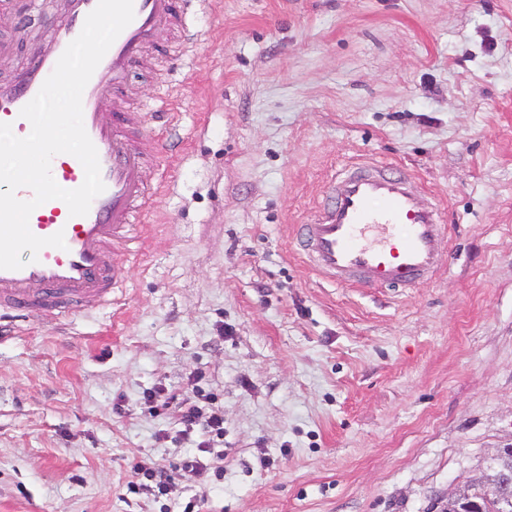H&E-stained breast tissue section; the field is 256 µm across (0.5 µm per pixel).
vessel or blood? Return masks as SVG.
<instances>
[{"label": "vessel or blood", "instance_id": "obj_1", "mask_svg": "<svg viewBox=\"0 0 512 512\" xmlns=\"http://www.w3.org/2000/svg\"><path fill=\"white\" fill-rule=\"evenodd\" d=\"M97 0H71L64 19L47 33L48 47L0 88V123L26 137L31 124L21 109L39 92L67 46L81 32ZM135 17L109 48L82 96L83 124L99 158L105 190L87 215H70L53 199L29 218L36 236L63 233L64 248L46 247L37 261L18 270L0 269V316L45 320L88 312L108 302L122 277L116 241L142 223L153 204L144 179L149 161L168 155L166 142L147 132L143 113L134 111L127 84L135 69L154 66L152 41L163 30L183 27L179 0H134ZM52 175L75 189L84 168L69 154L56 155ZM439 203L406 171L356 164L336 178L326 210L296 227L298 253L323 277L341 287L408 288L432 276L443 262Z\"/></svg>", "mask_w": 512, "mask_h": 512}]
</instances>
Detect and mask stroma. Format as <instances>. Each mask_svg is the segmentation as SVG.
<instances>
[{
    "label": "stroma",
    "mask_w": 512,
    "mask_h": 512,
    "mask_svg": "<svg viewBox=\"0 0 512 512\" xmlns=\"http://www.w3.org/2000/svg\"><path fill=\"white\" fill-rule=\"evenodd\" d=\"M132 105L173 163L112 303L0 335V512H432L512 444V0L186 5ZM59 0L0 12L12 83ZM415 173L450 258L343 288L294 228L359 159ZM153 391L211 395L224 470ZM171 474L142 490L137 464Z\"/></svg>",
    "instance_id": "stroma-1"
}]
</instances>
